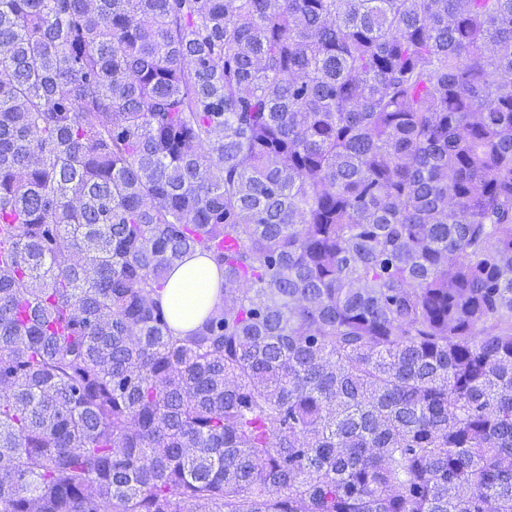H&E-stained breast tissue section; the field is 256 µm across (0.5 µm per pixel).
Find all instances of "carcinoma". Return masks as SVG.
<instances>
[{"mask_svg": "<svg viewBox=\"0 0 512 512\" xmlns=\"http://www.w3.org/2000/svg\"><path fill=\"white\" fill-rule=\"evenodd\" d=\"M0 512H512V0H0ZM223 270L198 251L183 257L170 270L159 292L161 306L175 333L195 330L215 306L222 302Z\"/></svg>", "mask_w": 512, "mask_h": 512, "instance_id": "cac0c4a2", "label": "carcinoma"}]
</instances>
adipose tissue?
<instances>
[{
  "instance_id": "adipose-tissue-1",
  "label": "adipose tissue",
  "mask_w": 512,
  "mask_h": 512,
  "mask_svg": "<svg viewBox=\"0 0 512 512\" xmlns=\"http://www.w3.org/2000/svg\"><path fill=\"white\" fill-rule=\"evenodd\" d=\"M223 281L222 270L208 256L196 253L176 262L160 292L172 329L183 335L195 330L221 304Z\"/></svg>"
}]
</instances>
